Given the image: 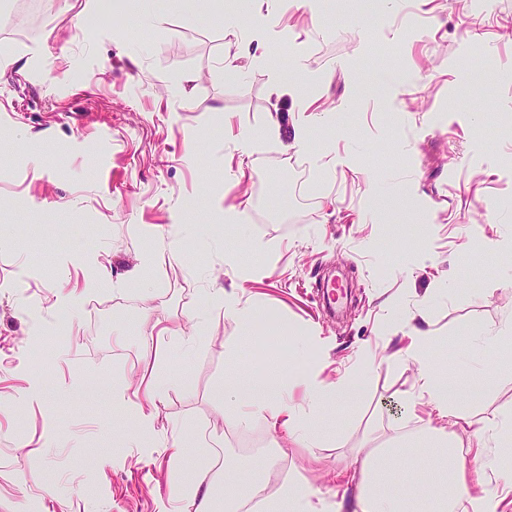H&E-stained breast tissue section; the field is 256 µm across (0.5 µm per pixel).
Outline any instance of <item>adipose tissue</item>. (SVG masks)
I'll list each match as a JSON object with an SVG mask.
<instances>
[{"label":"adipose tissue","mask_w":512,"mask_h":512,"mask_svg":"<svg viewBox=\"0 0 512 512\" xmlns=\"http://www.w3.org/2000/svg\"><path fill=\"white\" fill-rule=\"evenodd\" d=\"M272 0H253V25L235 42V50L224 58L225 69L233 75L240 74L244 64L259 63L258 51L267 44L293 45L294 40L286 28L281 27L271 7ZM331 74L311 72L297 67L294 74L276 78V95L288 96L297 114L293 126L296 146L305 149L311 143L316 110L314 100L307 92L311 82L325 84ZM429 341L424 336H414L411 353L418 364L417 392L402 395L405 416L415 414L418 394L428 397L439 418H459L456 407L459 389L453 379H438L428 356ZM366 369L360 368L327 383L311 373L298 380L284 377V365L280 359H269L260 379L242 385L238 381L224 384L225 396L231 397L237 407L239 426L262 420L274 432L286 433L288 438L303 448L314 447L323 431L318 422L324 409L331 404L353 400L365 388ZM302 386L310 409L306 412L292 410L287 397L293 386ZM499 449L501 456L512 455V415L498 413L483 421L480 427L471 429L468 453L441 450L439 456L425 460L416 470H395L393 463L404 454L403 449H359L353 461L340 469L338 476L342 499L348 500L350 512H409L413 502L426 501L431 512H505L508 496L512 495V465L496 467L491 476L480 480L479 491H472L469 479L478 471L480 462L490 449ZM173 464L169 471L168 499L177 503L191 500L195 512H239L245 499L260 496L276 469L273 462L261 461L255 472H241L225 468L224 501L215 498L214 484L205 482L196 460L194 449L181 446L172 454ZM400 482L403 490L392 495L386 487L390 482ZM312 488L301 479L281 482L275 494L261 497L262 512H320L314 503Z\"/></svg>","instance_id":"adipose-tissue-1"}]
</instances>
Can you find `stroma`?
Instances as JSON below:
<instances>
[{
    "mask_svg": "<svg viewBox=\"0 0 512 512\" xmlns=\"http://www.w3.org/2000/svg\"><path fill=\"white\" fill-rule=\"evenodd\" d=\"M69 3L39 0L33 16L0 0V512H24L28 499L36 512H162L175 440L218 479L253 467L240 442L261 436L281 477L326 500L354 449L399 439L406 464L420 463L431 408L400 417L417 365L408 338L379 335L397 304L434 338L438 374L462 390L483 384V399L459 411L474 422L512 412V336L472 361L473 332L512 322V0H434L430 13L321 0L315 14L283 0L281 24L309 68L334 75L322 102L357 98L314 130L313 143L352 158L331 170L291 146V101L272 91L294 67L288 47L235 77L224 71L232 36L201 0H91L78 20ZM395 28L404 38L391 39ZM35 44L46 62L14 66ZM273 111L279 137L241 159L239 131L262 132ZM218 194L248 201L247 222L214 216ZM281 199L288 214L276 223ZM228 247L266 274L241 282ZM146 250L157 260L144 269ZM337 273L353 295L340 319L322 308ZM211 288L241 297L250 328L208 304ZM72 291L83 299L59 343L55 302ZM33 312L45 335H31ZM158 322L179 325L190 347L157 350ZM272 325L289 376L315 370L331 383L368 368L363 396L324 410L310 453L263 421L237 426L218 392L259 367ZM153 354L167 380L160 423L135 447V411L91 389L136 387ZM35 380L45 390L31 403Z\"/></svg>",
    "mask_w": 512,
    "mask_h": 512,
    "instance_id": "1",
    "label": "stroma"
}]
</instances>
